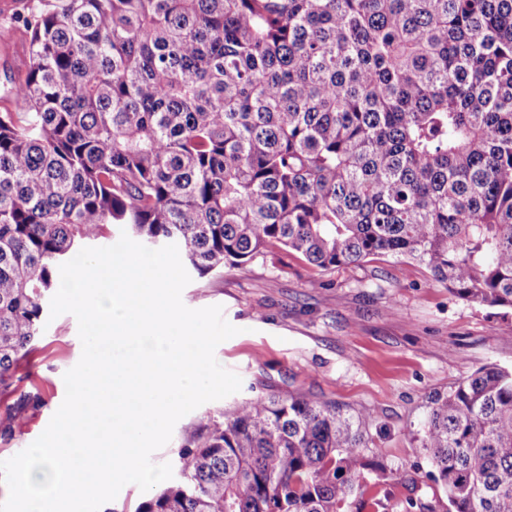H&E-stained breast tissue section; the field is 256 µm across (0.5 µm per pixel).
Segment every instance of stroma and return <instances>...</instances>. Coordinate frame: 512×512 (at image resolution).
<instances>
[{
	"label": "stroma",
	"instance_id": "35a3bbf8",
	"mask_svg": "<svg viewBox=\"0 0 512 512\" xmlns=\"http://www.w3.org/2000/svg\"><path fill=\"white\" fill-rule=\"evenodd\" d=\"M182 292L192 309L219 305L237 335L220 343L217 361L242 380L240 391L181 418L154 463L177 464L180 443L206 416L247 398L310 392L343 408H365L373 470L360 477L351 512H403L406 498L444 493L427 478L421 448L428 394L445 392L477 369H512V311L469 303L432 282L413 262L377 257L320 272L274 251L220 275L191 273ZM82 354L78 323L63 314L42 325L31 354L14 372V395H0V421L15 394L40 391L45 403L14 420L0 459L35 441L65 397V373ZM418 476L407 488L405 474Z\"/></svg>",
	"mask_w": 512,
	"mask_h": 512
}]
</instances>
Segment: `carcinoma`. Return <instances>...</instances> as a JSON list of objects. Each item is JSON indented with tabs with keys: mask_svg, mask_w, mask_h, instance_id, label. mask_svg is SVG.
Segmentation results:
<instances>
[{
	"mask_svg": "<svg viewBox=\"0 0 512 512\" xmlns=\"http://www.w3.org/2000/svg\"><path fill=\"white\" fill-rule=\"evenodd\" d=\"M0 92V394L59 267L116 226L199 274L274 249L412 260L512 309V0H25ZM364 409L258 396L201 420L139 512H349ZM448 512H512V370L429 398Z\"/></svg>",
	"mask_w": 512,
	"mask_h": 512,
	"instance_id": "1",
	"label": "carcinoma"
}]
</instances>
